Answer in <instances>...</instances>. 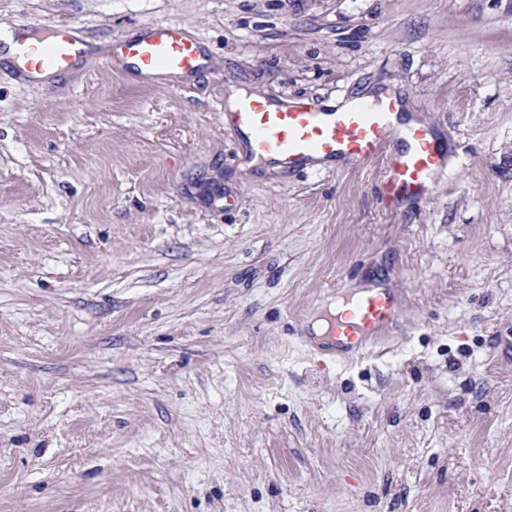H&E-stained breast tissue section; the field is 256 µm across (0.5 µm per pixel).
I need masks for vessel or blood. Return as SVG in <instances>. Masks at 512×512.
<instances>
[{
	"label": "vessel or blood",
	"mask_w": 512,
	"mask_h": 512,
	"mask_svg": "<svg viewBox=\"0 0 512 512\" xmlns=\"http://www.w3.org/2000/svg\"><path fill=\"white\" fill-rule=\"evenodd\" d=\"M18 51L32 71L68 67L81 49L69 27H56L49 39L19 42ZM120 60L139 72L183 74L200 66V49L181 27L155 22L120 47ZM400 103L392 98L357 97L347 110L332 113L311 103L271 104L249 97L224 115L246 159H261L285 168L317 162L360 163L379 157L394 137L403 147L393 154L386 190L399 201L433 192L445 167L442 148L421 125L397 133L393 118ZM399 296L389 288H372L351 298L348 311L332 324L339 351L371 353L376 341L398 323Z\"/></svg>",
	"instance_id": "1"
}]
</instances>
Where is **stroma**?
Instances as JSON below:
<instances>
[{"label":"stroma","mask_w":512,"mask_h":512,"mask_svg":"<svg viewBox=\"0 0 512 512\" xmlns=\"http://www.w3.org/2000/svg\"><path fill=\"white\" fill-rule=\"evenodd\" d=\"M183 28L189 75L112 63ZM69 25L0 61V512H512V0H0ZM394 91L446 146L434 193L389 154L245 161L234 93ZM386 287L364 357L323 286ZM72 30L67 26L56 27L49 39L35 43L18 42L19 54L30 71L64 69L83 52Z\"/></svg>","instance_id":"1"}]
</instances>
